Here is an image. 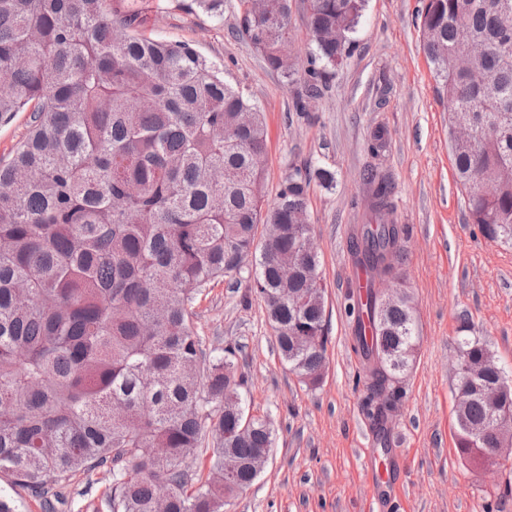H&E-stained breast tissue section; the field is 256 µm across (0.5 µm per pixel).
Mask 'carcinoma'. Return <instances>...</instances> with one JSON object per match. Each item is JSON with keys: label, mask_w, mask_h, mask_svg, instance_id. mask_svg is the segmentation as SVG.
<instances>
[{"label": "carcinoma", "mask_w": 512, "mask_h": 512, "mask_svg": "<svg viewBox=\"0 0 512 512\" xmlns=\"http://www.w3.org/2000/svg\"><path fill=\"white\" fill-rule=\"evenodd\" d=\"M366 0H308L311 49L299 66L289 0H237V33L266 66L300 82L295 109L308 117L317 85L358 49ZM423 51L448 130L456 183L471 223L512 246V0H425ZM136 18L108 0H0V117L31 112L26 138L0 165V473L44 500L73 473L112 468L111 512H224L260 475L272 451L270 421L245 414L237 348L207 358L194 324L197 290L255 262L252 291L264 301L291 371L315 385L329 338L319 256L285 268L290 242L309 231L312 181L297 166L263 211L267 151L260 106L195 49L139 34ZM481 47L457 64L463 40ZM389 137L375 129L377 158ZM363 181L374 221L352 241L368 275L353 349L366 363L364 410L378 426L400 398L418 326L394 259L408 230L385 224L388 173ZM260 224L277 231L257 238ZM463 357L496 382L490 350L461 337ZM491 416L481 397L456 415L460 452L487 461L477 433ZM209 474L186 465L206 434ZM161 448L159 456L153 449Z\"/></svg>", "instance_id": "obj_1"}]
</instances>
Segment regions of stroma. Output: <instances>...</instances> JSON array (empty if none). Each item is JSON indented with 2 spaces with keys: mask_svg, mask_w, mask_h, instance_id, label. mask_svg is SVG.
I'll return each instance as SVG.
<instances>
[{
  "mask_svg": "<svg viewBox=\"0 0 512 512\" xmlns=\"http://www.w3.org/2000/svg\"><path fill=\"white\" fill-rule=\"evenodd\" d=\"M119 6L138 14L141 34L187 43L216 63L263 109L267 201L291 167L335 175L332 187L311 184L308 196L330 339L317 385L301 382L282 361L265 305L249 293L251 268L195 295L193 322L206 350L239 346L245 408L274 428L263 471L225 512H512V447L496 462L463 457L454 395L465 330L512 377V247L487 239L468 219L467 197L454 177L447 105L421 47L422 0H367L356 54L327 77L306 120L293 111L298 85L269 70L236 35L235 0H224L220 19L188 11L181 0H120ZM379 125L390 145L377 162L394 183L393 219L409 230L402 272L419 327L383 445L362 408L363 371L348 313L349 242L370 219L363 173L376 162L367 145ZM388 452L394 485L379 496L366 471L371 458ZM111 483L103 469L73 477L57 512H109Z\"/></svg>",
  "mask_w": 512,
  "mask_h": 512,
  "instance_id": "1",
  "label": "stroma"
}]
</instances>
